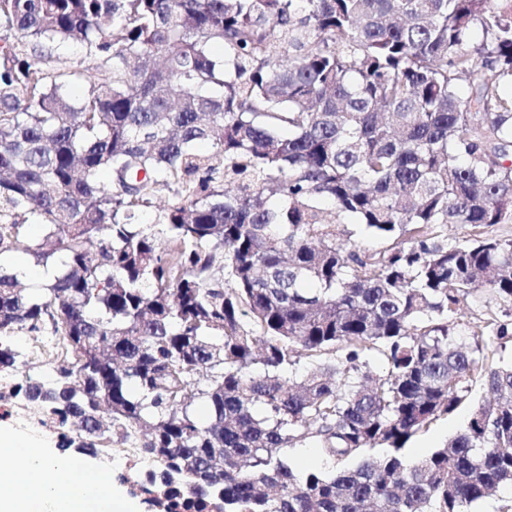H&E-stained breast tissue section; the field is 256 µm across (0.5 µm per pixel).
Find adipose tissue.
I'll return each mask as SVG.
<instances>
[{"label":"adipose tissue","instance_id":"1","mask_svg":"<svg viewBox=\"0 0 512 512\" xmlns=\"http://www.w3.org/2000/svg\"><path fill=\"white\" fill-rule=\"evenodd\" d=\"M0 512H136L110 476L0 428Z\"/></svg>","mask_w":512,"mask_h":512}]
</instances>
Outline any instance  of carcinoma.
Instances as JSON below:
<instances>
[{"instance_id": "obj_1", "label": "carcinoma", "mask_w": 512, "mask_h": 512, "mask_svg": "<svg viewBox=\"0 0 512 512\" xmlns=\"http://www.w3.org/2000/svg\"><path fill=\"white\" fill-rule=\"evenodd\" d=\"M13 32L0 257L54 274L35 293L0 264V371L61 451L141 432L163 512H472L512 485V364L489 356L512 342V236L485 233L512 224V0H0ZM22 331L54 340L50 380ZM478 384L465 430L409 460ZM308 442L330 470L289 464ZM484 296V290L479 289L460 302L455 317L456 321L460 323L463 334H467L469 323L477 322L478 319L485 317Z\"/></svg>"}]
</instances>
